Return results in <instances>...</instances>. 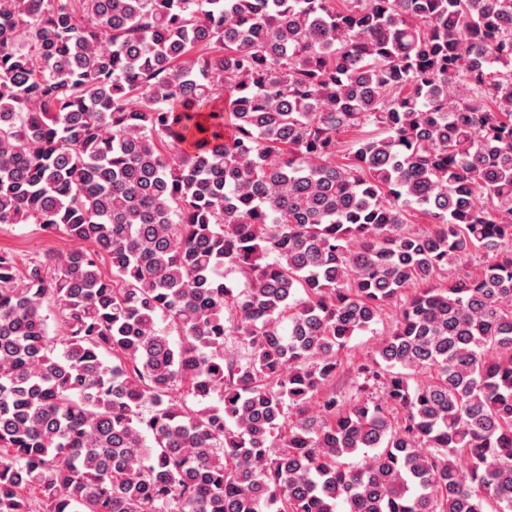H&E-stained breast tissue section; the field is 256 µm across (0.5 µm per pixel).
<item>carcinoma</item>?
I'll list each match as a JSON object with an SVG mask.
<instances>
[{
  "mask_svg": "<svg viewBox=\"0 0 512 512\" xmlns=\"http://www.w3.org/2000/svg\"><path fill=\"white\" fill-rule=\"evenodd\" d=\"M0 224V512H512V0H0ZM84 246L62 233L43 232L36 224L0 225V250L12 252L20 269L36 255L67 252ZM481 263L482 257L479 254L463 256L452 265H449L448 270L442 272L435 280V284L446 285L448 284V278L475 276L480 270ZM397 311L396 306L387 308L378 324L372 326V330L360 332L353 336L347 343V346L339 352L341 359L340 372L331 386L327 387L325 391L320 392L318 397L312 399L310 403V413L312 415L319 413L320 398L324 396V393H333L339 404L348 401L349 397L354 393L355 387L363 381L362 378L356 376L352 367L377 357V344L390 330Z\"/></svg>",
  "mask_w": 512,
  "mask_h": 512,
  "instance_id": "carcinoma-1",
  "label": "carcinoma"
}]
</instances>
